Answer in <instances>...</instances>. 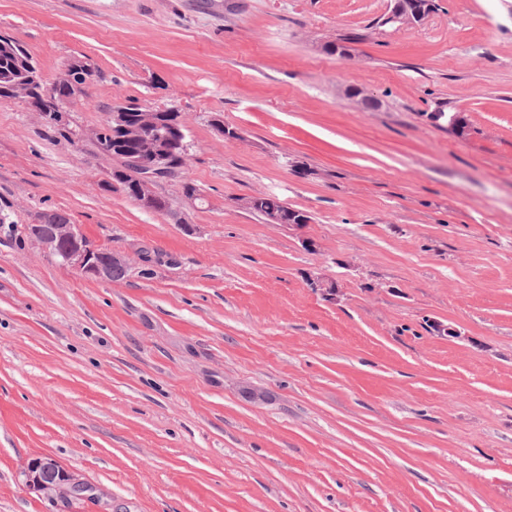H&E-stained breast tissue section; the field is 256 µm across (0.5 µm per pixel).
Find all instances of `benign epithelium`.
Segmentation results:
<instances>
[{
	"mask_svg": "<svg viewBox=\"0 0 512 512\" xmlns=\"http://www.w3.org/2000/svg\"><path fill=\"white\" fill-rule=\"evenodd\" d=\"M433 0H391L388 13L381 24L414 25L432 11ZM90 69L83 59L75 58L63 68V79L49 83L40 67L27 64L19 82L0 88L16 94L29 102L33 111L46 120L54 116L63 119L64 109L57 102V90H67L84 96L92 80L85 78ZM95 142L104 154L121 162L119 176L133 183L134 200L145 210L165 213L167 201L160 196L155 185L162 178L175 176L188 157V143L181 113L171 106L157 108L131 107L122 103L112 107L106 120L99 126L80 134ZM54 211L37 212L31 223L24 225V232L59 265L97 281L116 282L119 271L127 272L128 259L124 251L93 244L78 224L53 223ZM263 219L267 224L302 229L310 223L309 216L288 207L280 200L265 209ZM25 485L37 495L68 502L91 490V487L73 471L55 458L45 455L28 462Z\"/></svg>",
	"mask_w": 512,
	"mask_h": 512,
	"instance_id": "obj_1",
	"label": "benign epithelium"
}]
</instances>
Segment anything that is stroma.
Instances as JSON below:
<instances>
[{
    "label": "stroma",
    "mask_w": 512,
    "mask_h": 512,
    "mask_svg": "<svg viewBox=\"0 0 512 512\" xmlns=\"http://www.w3.org/2000/svg\"><path fill=\"white\" fill-rule=\"evenodd\" d=\"M436 4L0 0L46 80L101 73L64 126L0 97V512H512V0ZM130 98L185 120L167 215L80 137ZM260 193L303 232L242 208ZM42 208L125 276L47 257ZM46 454L94 499L29 493ZM432 0H391L382 24L414 25L420 23L432 11ZM262 197L264 196H250L242 199L240 204L243 208L252 211L255 208L257 201ZM267 204H269L268 201L262 200L261 205L257 206L254 210L257 215H263V219L267 224H277L280 226H288L289 228L293 227L297 230H300L310 222L309 216L305 212L292 209L278 199H275V205H273L271 208L265 209V205ZM264 209L265 212H263Z\"/></svg>",
    "instance_id": "stroma-1"
}]
</instances>
